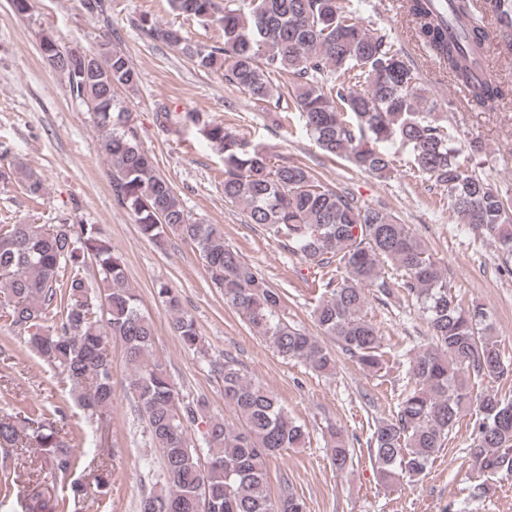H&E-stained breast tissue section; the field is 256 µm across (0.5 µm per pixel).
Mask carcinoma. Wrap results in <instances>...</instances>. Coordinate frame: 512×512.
Instances as JSON below:
<instances>
[{
  "label": "carcinoma",
  "instance_id": "cac0c4a2",
  "mask_svg": "<svg viewBox=\"0 0 512 512\" xmlns=\"http://www.w3.org/2000/svg\"><path fill=\"white\" fill-rule=\"evenodd\" d=\"M180 14L222 25L224 44L199 45L179 28L145 19L142 32L176 49L195 66L221 70L224 79L288 122L299 112L307 134L329 157L387 177L396 163L394 141L410 147L411 169L446 191L453 214L498 239L512 258V208L486 180L470 171L458 132L444 123L421 88L418 73L388 34H371L357 11L342 0H169ZM497 22L498 43L512 52V0H480ZM430 0H406L417 38L466 89L468 100L494 108L512 97L487 71L478 75L487 33L473 0H453L463 37L448 35V24L429 8ZM71 97L83 102L102 133L116 202L127 209L140 236L164 251L173 237L195 249L224 304L235 309L256 335L284 358L318 373L333 370L331 350L284 313V294L224 241L219 224L190 218L155 158L141 145L129 109L114 89H134L138 75L125 53L112 51L107 71L76 72L54 67ZM202 123L200 132L224 154V199L242 207L288 252L321 272L314 317L322 335L369 373L382 369L381 336L365 313V289L389 303L402 291L426 321L431 342L410 360L411 386L396 415L376 423L368 439L379 478L393 484L417 477L445 448L464 411L475 409L473 466L486 477H512V400L494 389L475 391L484 381L512 379V361L491 336L485 308L465 304L451 292L427 244L397 216L368 205L339 188L323 186L304 165L272 161L261 149L224 128ZM15 175L26 194L40 199L44 182L22 166L0 169ZM96 263L98 295L89 292L81 270ZM392 273L385 274L386 269ZM157 296L173 315L171 327L189 350L204 348L192 317L167 284ZM9 327L77 392L78 405L97 419L112 407V361L107 336L119 338L131 367V407L146 422L149 443L162 465L152 473L154 489L139 512H305L288 479L278 497L270 491L269 463L284 448L307 437L263 385L247 379L233 360L211 363L223 384L224 406L236 424L206 415L203 398L187 400L162 364L150 357L151 321L129 287L122 256L97 224L62 220L41 224H0V305ZM65 409L30 407L0 418V488L16 482L8 465L19 447L53 448L48 475L65 484L78 466L65 449ZM204 421L200 443L190 430ZM329 452L336 469L351 461L352 449L336 430Z\"/></svg>",
  "mask_w": 512,
  "mask_h": 512
}]
</instances>
